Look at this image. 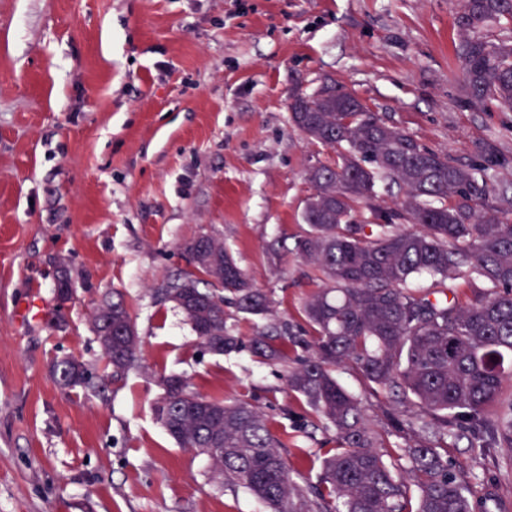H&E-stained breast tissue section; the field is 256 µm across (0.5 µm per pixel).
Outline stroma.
<instances>
[{
	"label": "stroma",
	"mask_w": 512,
	"mask_h": 512,
	"mask_svg": "<svg viewBox=\"0 0 512 512\" xmlns=\"http://www.w3.org/2000/svg\"><path fill=\"white\" fill-rule=\"evenodd\" d=\"M456 0H0V512H267L214 481L153 405L158 373L276 416L289 461L284 366L216 355L159 291L184 243L221 239L280 316L303 323L308 267L267 246L303 235L307 169L331 153L292 123L288 96L320 79L426 146L512 159V110L464 107ZM68 275L74 297L55 290ZM123 294L141 357L104 392L61 389L54 360L102 372L92 314ZM41 298V320L20 316ZM448 458L477 490L497 468L512 512V450L468 440Z\"/></svg>",
	"instance_id": "35a3bbf8"
}]
</instances>
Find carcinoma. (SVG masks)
Listing matches in <instances>:
<instances>
[{
  "mask_svg": "<svg viewBox=\"0 0 512 512\" xmlns=\"http://www.w3.org/2000/svg\"><path fill=\"white\" fill-rule=\"evenodd\" d=\"M458 57L470 108L512 109V0H459ZM293 124L336 152L306 173L312 193L303 211L308 230L293 250L268 248L278 262L293 254L316 285L304 302V327L276 315L270 295L255 287L224 247L184 245L193 270L168 282L161 301L177 305L199 340L216 354L243 348L287 367L299 408L280 415L298 430L333 431L334 447L303 458L319 464L315 483L293 479L272 419L248 401L228 402L195 391L179 376L158 378L154 413L182 448L223 449L214 466L223 484L243 489L271 512H492L497 499L465 491L442 445L468 437L475 447L512 449V183L498 146L483 141L465 162L433 150L336 84L290 94ZM399 195L386 202L383 195ZM487 289L461 305L448 282L461 276ZM432 287L412 288L418 278ZM269 324L246 338L227 324L225 307ZM94 331L112 327L106 367L117 377L138 359L141 340L118 291L92 316ZM347 367L385 407L386 426L401 440L386 457L363 398L347 392L336 369ZM65 389H94L104 376L77 356L53 366ZM427 420L415 427L412 409Z\"/></svg>",
  "mask_w": 512,
  "mask_h": 512,
  "instance_id": "obj_1",
  "label": "carcinoma"
}]
</instances>
